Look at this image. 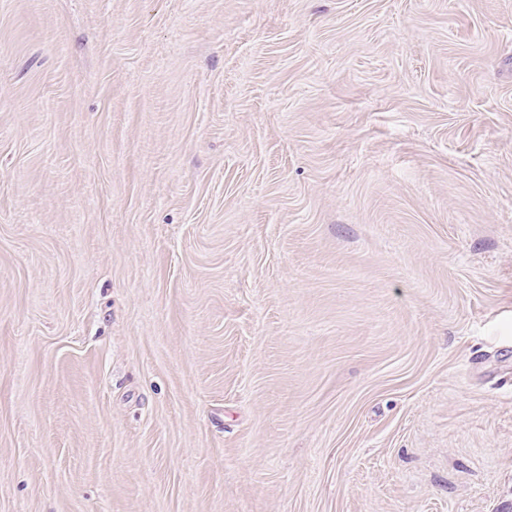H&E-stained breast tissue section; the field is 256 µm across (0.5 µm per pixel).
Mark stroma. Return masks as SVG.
Listing matches in <instances>:
<instances>
[{
    "instance_id": "obj_1",
    "label": "stroma",
    "mask_w": 512,
    "mask_h": 512,
    "mask_svg": "<svg viewBox=\"0 0 512 512\" xmlns=\"http://www.w3.org/2000/svg\"><path fill=\"white\" fill-rule=\"evenodd\" d=\"M0 512H512V0H0Z\"/></svg>"
}]
</instances>
